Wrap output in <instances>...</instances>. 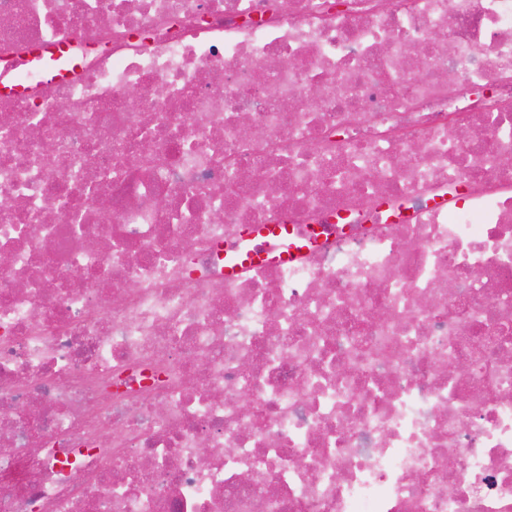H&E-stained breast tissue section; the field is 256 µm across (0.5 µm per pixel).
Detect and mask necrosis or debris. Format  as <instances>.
<instances>
[{
	"mask_svg": "<svg viewBox=\"0 0 512 512\" xmlns=\"http://www.w3.org/2000/svg\"><path fill=\"white\" fill-rule=\"evenodd\" d=\"M0 17V512H512V0ZM63 55L66 51L60 48H42L31 54L27 67L37 71L46 81L60 80L65 74ZM260 235V237H259ZM293 235V228L289 224H267L260 229H254L250 225L242 231V237L251 243V247L246 251L239 262L230 263L225 266V270L233 273L239 269L241 265H250L267 258L264 252L266 244H255L259 240L288 239Z\"/></svg>",
	"mask_w": 512,
	"mask_h": 512,
	"instance_id": "necrosis-or-debris-1",
	"label": "necrosis or debris"
}]
</instances>
